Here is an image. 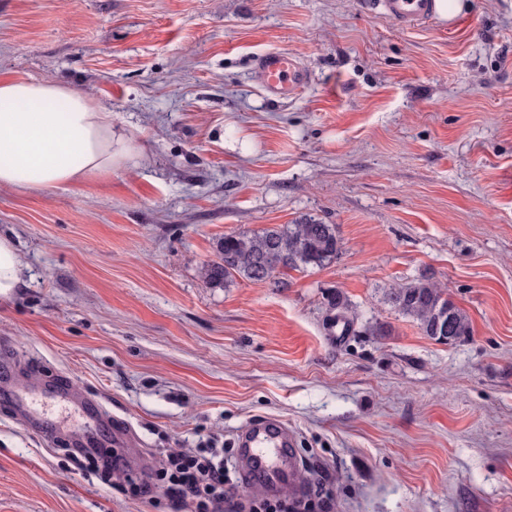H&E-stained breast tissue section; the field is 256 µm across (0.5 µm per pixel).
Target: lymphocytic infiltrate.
Wrapping results in <instances>:
<instances>
[{"mask_svg": "<svg viewBox=\"0 0 512 512\" xmlns=\"http://www.w3.org/2000/svg\"><path fill=\"white\" fill-rule=\"evenodd\" d=\"M163 489L174 512H332L333 498L320 487L300 498L238 501L224 468V449L216 439L198 448H167L143 473L141 482H130L131 495L142 497Z\"/></svg>", "mask_w": 512, "mask_h": 512, "instance_id": "f902f5d3", "label": "lymphocytic infiltrate"}]
</instances>
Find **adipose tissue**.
Masks as SVG:
<instances>
[{"instance_id": "ef3b65f1", "label": "adipose tissue", "mask_w": 512, "mask_h": 512, "mask_svg": "<svg viewBox=\"0 0 512 512\" xmlns=\"http://www.w3.org/2000/svg\"><path fill=\"white\" fill-rule=\"evenodd\" d=\"M130 153L112 114L50 80H0V188H67L111 176Z\"/></svg>"}]
</instances>
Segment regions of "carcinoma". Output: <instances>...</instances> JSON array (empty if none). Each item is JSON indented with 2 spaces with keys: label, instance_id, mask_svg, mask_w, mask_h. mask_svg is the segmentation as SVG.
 I'll use <instances>...</instances> for the list:
<instances>
[{
  "label": "carcinoma",
  "instance_id": "cac0c4a2",
  "mask_svg": "<svg viewBox=\"0 0 512 512\" xmlns=\"http://www.w3.org/2000/svg\"><path fill=\"white\" fill-rule=\"evenodd\" d=\"M341 247L336 225L315 219L231 233L218 243L216 258L202 267V273L208 283L219 288L237 277L284 288L288 286L284 279L288 271L323 267L338 257ZM385 297L395 310L412 318L422 333L433 340L450 344L470 335L467 315L429 279H416L391 288ZM327 303L330 309L340 310L335 320L349 323L344 316L349 303L340 293L329 296Z\"/></svg>",
  "mask_w": 512,
  "mask_h": 512
}]
</instances>
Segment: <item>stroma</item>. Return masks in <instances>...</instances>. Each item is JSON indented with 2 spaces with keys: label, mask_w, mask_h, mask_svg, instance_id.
Returning <instances> with one entry per match:
<instances>
[{
  "label": "stroma",
  "mask_w": 512,
  "mask_h": 512,
  "mask_svg": "<svg viewBox=\"0 0 512 512\" xmlns=\"http://www.w3.org/2000/svg\"><path fill=\"white\" fill-rule=\"evenodd\" d=\"M309 72L267 94L255 59ZM0 77L112 114L110 177L0 189L27 266L0 303V512H171L69 446L122 421L134 453L284 420L334 512H512V0L398 28L370 0H0ZM315 219L342 252L288 285L202 276L232 232ZM422 277L471 334L423 335L385 299ZM349 301V333L331 291ZM66 383L89 419L48 396ZM254 70L263 88L280 99H287L309 81L307 70L283 50H272L258 56Z\"/></svg>",
  "instance_id": "1"
}]
</instances>
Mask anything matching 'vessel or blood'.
<instances>
[{"instance_id":"b4317fda","label":"vessel or blood","mask_w":512,"mask_h":512,"mask_svg":"<svg viewBox=\"0 0 512 512\" xmlns=\"http://www.w3.org/2000/svg\"><path fill=\"white\" fill-rule=\"evenodd\" d=\"M377 6L403 28L429 20L435 12V0H378ZM254 69L263 88L280 99L309 81L307 70L283 50L261 54ZM236 441L244 475L257 477L268 489H301L304 465L296 452V435L287 423L279 419L250 421L238 431Z\"/></svg>"}]
</instances>
